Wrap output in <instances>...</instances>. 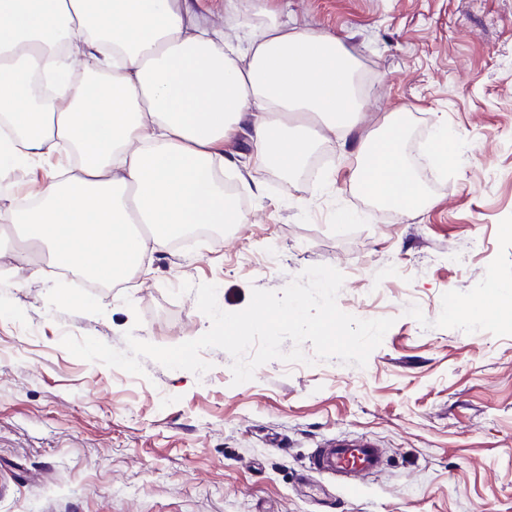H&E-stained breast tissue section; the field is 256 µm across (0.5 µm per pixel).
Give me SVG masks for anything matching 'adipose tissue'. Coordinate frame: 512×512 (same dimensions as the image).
Returning a JSON list of instances; mask_svg holds the SVG:
<instances>
[{"instance_id":"1","label":"adipose tissue","mask_w":512,"mask_h":512,"mask_svg":"<svg viewBox=\"0 0 512 512\" xmlns=\"http://www.w3.org/2000/svg\"><path fill=\"white\" fill-rule=\"evenodd\" d=\"M206 0H0V173L46 160L34 205L0 208L20 244L106 282L197 224H242L224 190L227 148L292 174L321 131L357 136L354 178L378 205L428 198L405 161L403 111L363 135L365 98L340 37L261 8L246 46L202 22ZM83 66L78 83L65 77ZM78 159L77 168L66 162Z\"/></svg>"}]
</instances>
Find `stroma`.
<instances>
[{
	"instance_id": "35a3bbf8",
	"label": "stroma",
	"mask_w": 512,
	"mask_h": 512,
	"mask_svg": "<svg viewBox=\"0 0 512 512\" xmlns=\"http://www.w3.org/2000/svg\"><path fill=\"white\" fill-rule=\"evenodd\" d=\"M273 5L341 37L368 128L407 109L431 205L380 208L330 134L291 176L255 170L243 132L224 177L247 223L205 226L124 281L90 287L1 236L0 512H512V329L468 314L512 286V0ZM439 126L459 152L448 167L431 154ZM318 264L343 273V312L394 320L365 367L275 359L236 386L219 348L202 351L204 374L146 358L138 377L61 345L122 350L130 331L174 346L211 325L195 293L172 297L182 282L216 285L237 312ZM337 437L388 451L361 489L310 467Z\"/></svg>"
}]
</instances>
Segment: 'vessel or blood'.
I'll use <instances>...</instances> for the list:
<instances>
[{"instance_id":"vessel-or-blood-1","label":"vessel or blood","mask_w":512,"mask_h":512,"mask_svg":"<svg viewBox=\"0 0 512 512\" xmlns=\"http://www.w3.org/2000/svg\"><path fill=\"white\" fill-rule=\"evenodd\" d=\"M384 457V449L373 440L337 438L314 450L311 467L334 475L347 485L358 486L381 468Z\"/></svg>"}]
</instances>
